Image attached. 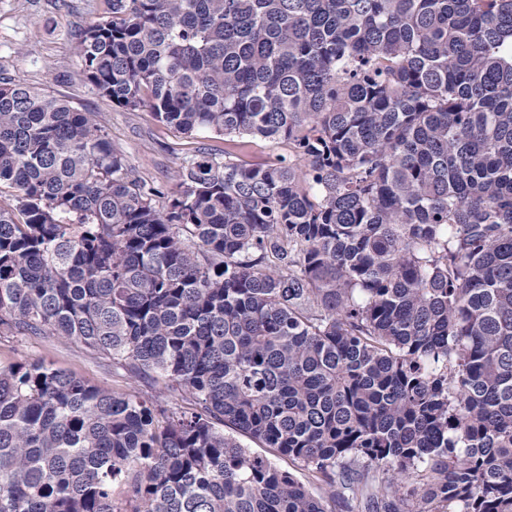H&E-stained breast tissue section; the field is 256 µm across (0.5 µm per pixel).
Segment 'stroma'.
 Listing matches in <instances>:
<instances>
[{
  "label": "stroma",
  "mask_w": 512,
  "mask_h": 512,
  "mask_svg": "<svg viewBox=\"0 0 512 512\" xmlns=\"http://www.w3.org/2000/svg\"><path fill=\"white\" fill-rule=\"evenodd\" d=\"M108 0H0V78L68 100L84 112L100 113L109 138L147 182L172 183L186 158L217 146L208 134L192 138L157 121L151 112H130L102 97L85 78L76 50L81 28L107 16ZM45 361L93 385L139 390L162 405L178 403L153 380L114 371L106 356L55 336H0V366Z\"/></svg>",
  "instance_id": "35a3bbf8"
}]
</instances>
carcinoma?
Listing matches in <instances>:
<instances>
[{
    "instance_id": "1",
    "label": "carcinoma",
    "mask_w": 512,
    "mask_h": 512,
    "mask_svg": "<svg viewBox=\"0 0 512 512\" xmlns=\"http://www.w3.org/2000/svg\"><path fill=\"white\" fill-rule=\"evenodd\" d=\"M77 52L224 148L148 184L1 80L0 336L187 405L0 366V512H512V0H109ZM291 157L288 143L276 144L262 138H254L246 151L240 156V160L246 164H261L274 162L279 158ZM37 361L52 363L93 385H105L116 391L135 388L159 404L184 405L178 393L164 392L152 379L134 377L127 370H119L116 374L109 358L93 353L81 344L64 342L49 334L0 336V366Z\"/></svg>"
}]
</instances>
